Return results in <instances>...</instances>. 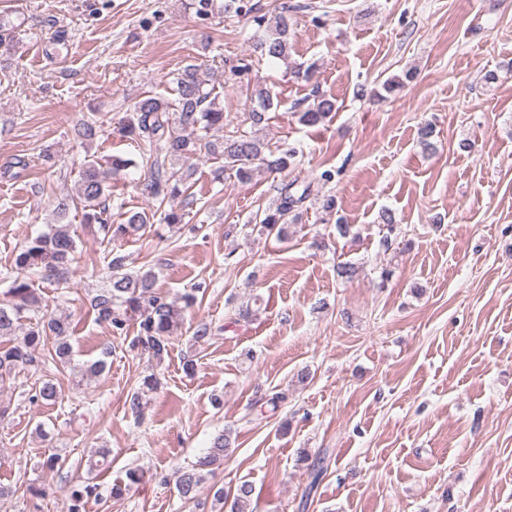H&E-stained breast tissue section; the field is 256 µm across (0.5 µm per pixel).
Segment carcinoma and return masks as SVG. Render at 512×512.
Returning a JSON list of instances; mask_svg holds the SVG:
<instances>
[{
    "mask_svg": "<svg viewBox=\"0 0 512 512\" xmlns=\"http://www.w3.org/2000/svg\"><path fill=\"white\" fill-rule=\"evenodd\" d=\"M260 31L253 43V53L263 59H288L293 18L288 6L280 7L269 20L264 15L252 17ZM174 97L151 94L137 101L119 125L123 137L137 141L142 163L149 169V178L142 184V193L162 205L190 189L188 180L193 174L188 162L206 153L223 164L214 171L217 181L223 180L225 171L235 173L241 182L251 180L261 163L270 172L282 173L294 164L296 152L290 148L269 147L259 135L269 120L268 111L274 100L266 88L254 90L256 105L248 112L249 128L236 129L220 138H211L214 130H224V107L218 102L219 94L209 75L200 65L190 63L174 79ZM335 110V102L325 95H313L312 102L298 112V121L305 126L323 123ZM104 122L91 117L80 127L82 141H93L103 132ZM135 165L131 159L113 155L107 166L92 161L79 172L78 192L56 200L55 224L49 232L25 242L14 253L10 268L20 271L12 280L8 298L0 300V382L22 370L41 372L49 365L66 367L73 359L71 343L75 326L69 314L51 315L36 326L20 332L25 312L39 311L41 297L34 287L31 275L41 282L56 286L68 283L73 272L77 242L71 225L64 223L71 210H81L85 223L95 224L103 241L116 245L129 239H141L154 215L130 212L120 224L111 221L108 198V179ZM297 183L285 182L279 188V197L258 219V232L288 239V215L302 206L310 195V186L296 190ZM194 287L182 296L183 304L168 299L156 289L153 268L130 271L126 257L112 252L107 265L106 284L92 298L91 313L95 321L107 325L113 335L122 336L130 326L137 328L134 345L147 352L152 359L161 361L168 354L171 339L184 321L187 308L196 302ZM53 337L47 345V337ZM155 376L143 378L141 387L129 400L130 409L138 412L157 390ZM62 397L54 377L42 375L40 385L31 396L34 402L53 405ZM232 445L231 430L213 438L211 447L190 469L176 472V489L186 503L198 500L204 480V471L224 459ZM95 490L93 486L71 489L65 512H83L84 498ZM253 494L252 485L240 483L232 495L230 512H247Z\"/></svg>",
    "mask_w": 512,
    "mask_h": 512,
    "instance_id": "obj_1",
    "label": "carcinoma"
}]
</instances>
